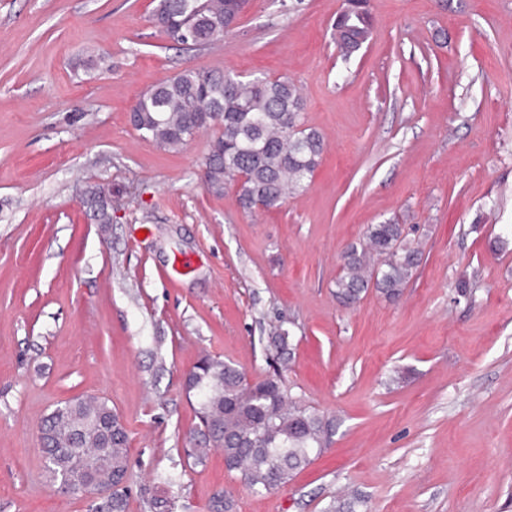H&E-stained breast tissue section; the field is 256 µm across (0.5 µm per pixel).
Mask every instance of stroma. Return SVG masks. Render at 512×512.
<instances>
[{
  "instance_id": "obj_1",
  "label": "stroma",
  "mask_w": 512,
  "mask_h": 512,
  "mask_svg": "<svg viewBox=\"0 0 512 512\" xmlns=\"http://www.w3.org/2000/svg\"><path fill=\"white\" fill-rule=\"evenodd\" d=\"M343 3L249 0L186 52L151 25L157 0H0V512H89L51 482L38 428L90 395L129 434L127 512L219 494L325 512L344 490L355 512H512V0H369L373 37L347 60ZM186 68L297 82L325 140L303 192L244 212L201 181L211 132L165 151L134 130L137 95ZM392 217L416 275L343 306L341 253ZM277 330L290 394L331 431L287 486L255 490L221 450L189 457L184 381L206 355L266 377Z\"/></svg>"
}]
</instances>
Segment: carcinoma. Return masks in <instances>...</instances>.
Masks as SVG:
<instances>
[{
	"label": "carcinoma",
	"mask_w": 512,
	"mask_h": 512,
	"mask_svg": "<svg viewBox=\"0 0 512 512\" xmlns=\"http://www.w3.org/2000/svg\"><path fill=\"white\" fill-rule=\"evenodd\" d=\"M247 0H158L151 22L179 46L203 48L224 38L231 19ZM373 18L368 0H346L332 24V40L344 58L370 40ZM132 111L134 129L158 147L176 150L203 127L220 124L215 159L203 163L206 188L224 194L236 187L240 208L254 212L280 207L304 189L320 163L324 138L305 126L304 100L298 84L286 77L245 79L223 70L185 69L141 93ZM421 252L406 241L403 225L389 218L368 226L363 242L342 254L335 296L344 306L356 304L373 288L398 298L415 276ZM279 366L273 374L248 382L231 363L206 355L184 382L197 397L199 462L210 448L252 489L272 490L288 484L296 472L321 453L330 423L288 394L282 370L288 362V333L274 336ZM51 481L72 484L75 493L105 489L109 498L93 502L91 512H126L128 506V434L107 401L75 399L56 408L39 428Z\"/></svg>",
	"instance_id": "carcinoma-1"
}]
</instances>
